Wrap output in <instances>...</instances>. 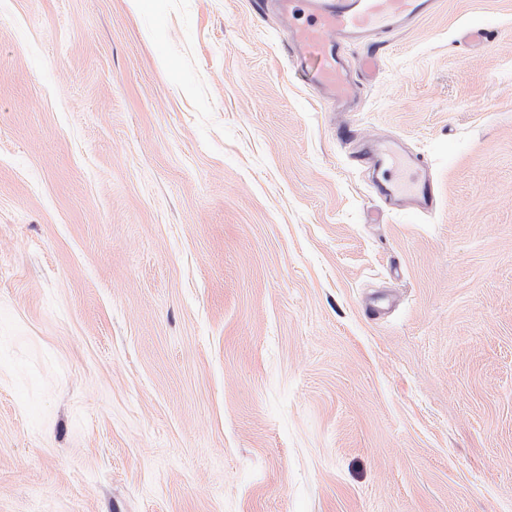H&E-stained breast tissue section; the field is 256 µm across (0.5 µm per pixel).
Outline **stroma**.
I'll return each instance as SVG.
<instances>
[{
    "label": "stroma",
    "instance_id": "1",
    "mask_svg": "<svg viewBox=\"0 0 512 512\" xmlns=\"http://www.w3.org/2000/svg\"><path fill=\"white\" fill-rule=\"evenodd\" d=\"M286 43L0 0V512H512V0H442L348 112ZM354 161L373 172L372 188L382 200H401L414 209L431 212L436 205L434 184L421 157L404 152L394 140L377 142L353 155ZM399 167L402 176L392 175ZM424 168V169H423Z\"/></svg>",
    "mask_w": 512,
    "mask_h": 512
}]
</instances>
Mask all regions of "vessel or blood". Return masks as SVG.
<instances>
[{"label": "vessel or blood", "mask_w": 512, "mask_h": 512, "mask_svg": "<svg viewBox=\"0 0 512 512\" xmlns=\"http://www.w3.org/2000/svg\"><path fill=\"white\" fill-rule=\"evenodd\" d=\"M438 0H270L288 29V57L293 65L311 64L312 84L328 104L345 106L361 93L354 71L373 72L375 54L351 69L345 46L351 41L380 43L433 13ZM356 162L373 172L372 188L383 200H401L430 212L436 205L434 184L418 155L398 142L374 143L358 152Z\"/></svg>", "instance_id": "1"}]
</instances>
